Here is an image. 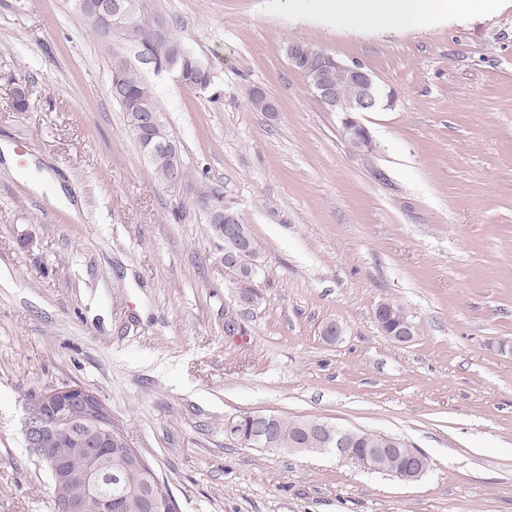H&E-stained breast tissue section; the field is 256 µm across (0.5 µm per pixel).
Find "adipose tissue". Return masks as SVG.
I'll list each match as a JSON object with an SVG mask.
<instances>
[{
    "label": "adipose tissue",
    "instance_id": "ef3b65f1",
    "mask_svg": "<svg viewBox=\"0 0 512 512\" xmlns=\"http://www.w3.org/2000/svg\"><path fill=\"white\" fill-rule=\"evenodd\" d=\"M488 5L489 0H313L301 12L314 24L378 30L395 22L417 28L440 26Z\"/></svg>",
    "mask_w": 512,
    "mask_h": 512
}]
</instances>
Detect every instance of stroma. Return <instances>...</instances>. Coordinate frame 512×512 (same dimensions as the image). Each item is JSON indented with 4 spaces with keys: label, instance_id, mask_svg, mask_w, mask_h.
Wrapping results in <instances>:
<instances>
[{
    "label": "stroma",
    "instance_id": "1",
    "mask_svg": "<svg viewBox=\"0 0 512 512\" xmlns=\"http://www.w3.org/2000/svg\"><path fill=\"white\" fill-rule=\"evenodd\" d=\"M498 3L376 33L313 25L296 0H140L220 94L141 67L189 173L172 188L109 93L124 40L71 0H0V512H55L21 427L28 395L63 383L102 397L178 512H512V0ZM298 40L372 72L368 155L290 65ZM16 80L29 111L10 106ZM209 184L263 249L258 303L217 258ZM385 301L415 342L379 330ZM245 412L384 433L430 468L405 482L330 451L247 448L224 435ZM374 319L378 327L384 320L395 322L391 329L384 330L385 335L395 344H410L418 337L415 332L416 324L398 304L393 302L379 304L375 310Z\"/></svg>",
    "mask_w": 512,
    "mask_h": 512
}]
</instances>
